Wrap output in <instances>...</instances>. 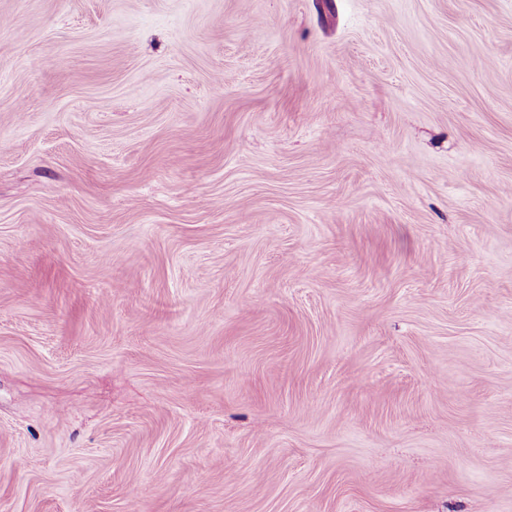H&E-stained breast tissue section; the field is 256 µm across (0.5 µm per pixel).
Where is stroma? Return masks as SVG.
Masks as SVG:
<instances>
[{
    "label": "stroma",
    "mask_w": 512,
    "mask_h": 512,
    "mask_svg": "<svg viewBox=\"0 0 512 512\" xmlns=\"http://www.w3.org/2000/svg\"><path fill=\"white\" fill-rule=\"evenodd\" d=\"M0 512H512V0H0Z\"/></svg>",
    "instance_id": "35a3bbf8"
}]
</instances>
